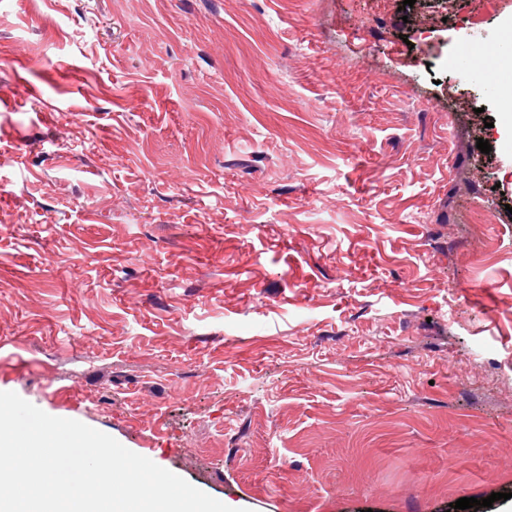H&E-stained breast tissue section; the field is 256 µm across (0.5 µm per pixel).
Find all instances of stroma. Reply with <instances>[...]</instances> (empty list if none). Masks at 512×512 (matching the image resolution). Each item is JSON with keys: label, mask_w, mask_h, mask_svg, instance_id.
<instances>
[{"label": "stroma", "mask_w": 512, "mask_h": 512, "mask_svg": "<svg viewBox=\"0 0 512 512\" xmlns=\"http://www.w3.org/2000/svg\"><path fill=\"white\" fill-rule=\"evenodd\" d=\"M510 34L0 0V391L245 512H512V74L467 53Z\"/></svg>", "instance_id": "35a3bbf8"}]
</instances>
